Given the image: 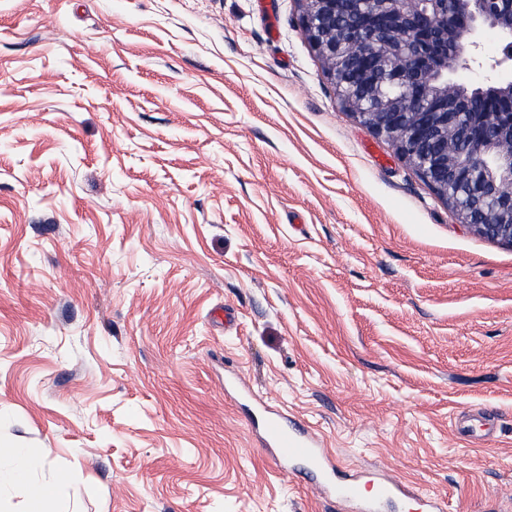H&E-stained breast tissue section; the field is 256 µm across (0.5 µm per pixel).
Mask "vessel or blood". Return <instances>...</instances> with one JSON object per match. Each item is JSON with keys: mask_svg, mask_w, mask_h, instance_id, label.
<instances>
[{"mask_svg": "<svg viewBox=\"0 0 512 512\" xmlns=\"http://www.w3.org/2000/svg\"><path fill=\"white\" fill-rule=\"evenodd\" d=\"M263 447L272 451L276 467L297 461L303 465V473L321 496L340 502L351 512H380L392 503L416 504L420 512H441L438 498L424 492L410 491L408 484L395 477L376 481L364 480L363 476L343 479L338 464L323 448L318 435L308 433L300 425L272 413L264 417L260 432Z\"/></svg>", "mask_w": 512, "mask_h": 512, "instance_id": "b4317fda", "label": "vessel or blood"}]
</instances>
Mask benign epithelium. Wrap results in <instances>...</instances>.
<instances>
[{"mask_svg": "<svg viewBox=\"0 0 512 512\" xmlns=\"http://www.w3.org/2000/svg\"><path fill=\"white\" fill-rule=\"evenodd\" d=\"M342 106L383 137L459 224L512 244V0H299ZM503 56L481 59L484 33ZM487 67L469 91L452 79ZM481 105L468 122L462 99Z\"/></svg>", "mask_w": 512, "mask_h": 512, "instance_id": "7a95c632", "label": "benign epithelium"}]
</instances>
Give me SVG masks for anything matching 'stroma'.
Wrapping results in <instances>:
<instances>
[{"instance_id": "1", "label": "stroma", "mask_w": 512, "mask_h": 512, "mask_svg": "<svg viewBox=\"0 0 512 512\" xmlns=\"http://www.w3.org/2000/svg\"><path fill=\"white\" fill-rule=\"evenodd\" d=\"M0 0V448L54 512H342L343 474L512 505V245L338 102L296 0ZM232 308L224 328L214 317ZM487 410L478 442L453 416ZM262 421L260 441L271 448L273 462L279 470L288 461L303 464V473L321 496L336 500L353 511L374 512L391 503L416 504L418 511H443L440 500L424 492H411L399 478L386 477L365 481L362 475L340 479L338 463L331 457L317 434H309L300 425L268 412Z\"/></svg>"}]
</instances>
